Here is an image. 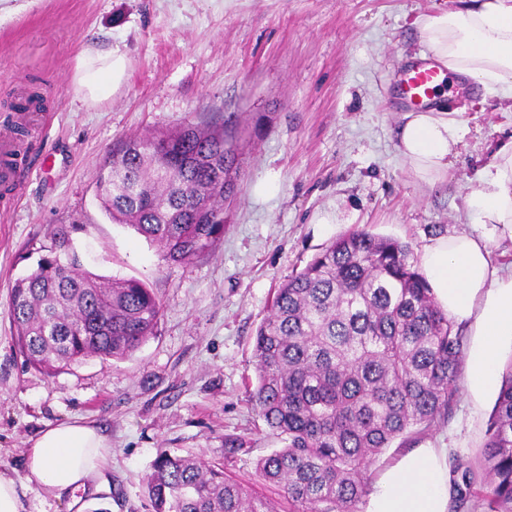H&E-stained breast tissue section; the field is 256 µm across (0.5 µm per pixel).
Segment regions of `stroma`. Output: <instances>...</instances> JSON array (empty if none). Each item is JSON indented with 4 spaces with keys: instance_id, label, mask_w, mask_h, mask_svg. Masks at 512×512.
<instances>
[{
    "instance_id": "1",
    "label": "stroma",
    "mask_w": 512,
    "mask_h": 512,
    "mask_svg": "<svg viewBox=\"0 0 512 512\" xmlns=\"http://www.w3.org/2000/svg\"><path fill=\"white\" fill-rule=\"evenodd\" d=\"M437 0H10L0 15V134L17 168L0 174V474L25 484V512H150L142 479L159 451L201 457L255 494L277 490L256 461L279 448L250 400L256 329L288 276L357 229L409 244L479 233L464 209L476 166L512 138V118L483 91L449 96L469 128L445 178L404 164L395 76L424 46L414 19ZM129 59L122 88L94 106L70 78L86 45ZM37 114L5 103L31 91ZM191 123L242 138L224 236L190 262L112 220L97 196L104 160L129 139ZM75 225L85 268L136 279L162 304L154 336L121 361L90 359L48 376L26 366L8 311L54 227ZM495 397L459 391L424 435L478 462ZM112 444L96 492L58 499L27 485L23 456L47 425L73 418ZM246 446L229 451L227 437Z\"/></svg>"
}]
</instances>
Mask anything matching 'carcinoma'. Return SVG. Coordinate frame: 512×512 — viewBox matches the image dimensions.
<instances>
[{"instance_id":"1","label":"carcinoma","mask_w":512,"mask_h":512,"mask_svg":"<svg viewBox=\"0 0 512 512\" xmlns=\"http://www.w3.org/2000/svg\"><path fill=\"white\" fill-rule=\"evenodd\" d=\"M238 137L186 124L135 138L102 167L112 219L183 263L224 236V203L240 176ZM75 224L39 247L11 286L8 309L25 363L47 375L89 359L123 360L155 335L161 303L143 283L107 281L72 246ZM466 336L434 299L410 246L355 230L276 290L256 331L252 401L283 447L256 470L281 492L250 493L223 467L161 451L142 479L152 512H363L370 468L399 439L447 422ZM452 512H512V367L479 465L448 471Z\"/></svg>"}]
</instances>
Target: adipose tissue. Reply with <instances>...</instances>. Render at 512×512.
Returning <instances> with one entry per match:
<instances>
[{"mask_svg": "<svg viewBox=\"0 0 512 512\" xmlns=\"http://www.w3.org/2000/svg\"><path fill=\"white\" fill-rule=\"evenodd\" d=\"M420 42L449 76L473 82L512 112V0H450L415 18ZM127 60L114 50L91 47L76 61L71 84L87 104L124 83ZM463 123L431 107L408 112L398 151L421 181L442 179L459 153ZM468 215L484 233L436 238L421 255L435 299L449 317L467 324L474 342L467 360L468 391L480 401L497 384L499 354L512 341V271L493 265L489 239L512 241V140L501 143L464 197ZM112 453L107 437L74 420L48 427L28 449V480L63 497L95 487ZM448 451L415 448L386 469L365 512H448Z\"/></svg>", "mask_w": 512, "mask_h": 512, "instance_id": "adipose-tissue-1", "label": "adipose tissue"}]
</instances>
